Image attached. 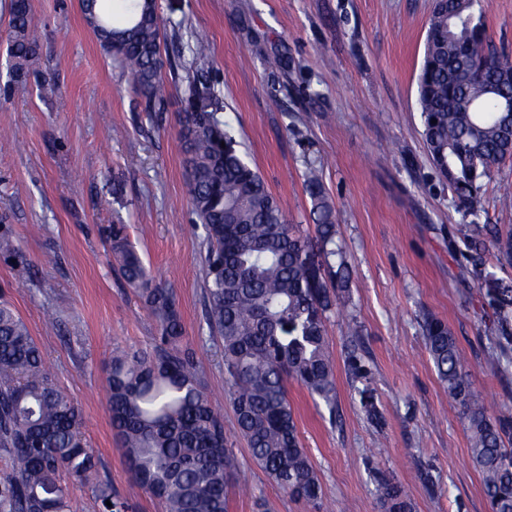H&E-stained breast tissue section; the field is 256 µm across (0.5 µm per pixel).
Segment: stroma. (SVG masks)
Segmentation results:
<instances>
[{
    "mask_svg": "<svg viewBox=\"0 0 512 512\" xmlns=\"http://www.w3.org/2000/svg\"><path fill=\"white\" fill-rule=\"evenodd\" d=\"M8 3L0 0V218L32 270L0 291L26 323L55 383L82 410L81 431L113 492L162 512L129 474L104 400L113 348H145L157 327L111 264L106 229L126 225L153 276L177 295L206 390L225 396L219 343L205 313L206 245L185 195L178 115L183 80L169 69L210 44L204 74L242 152L289 223L313 231L303 175L318 169L336 211L350 278L327 324L336 407L289 383L300 439L328 512H383L375 473L404 483L411 512H491L470 458L462 407L429 358L426 315L444 320L490 412L512 407V367L497 370L488 312L459 235L465 218L428 162L416 76L432 0H158L170 96L145 112L129 74L101 48L80 0H30L38 69L53 90L8 77ZM278 107H270V99ZM512 159L483 179L479 221L512 228ZM58 315L48 327L46 313ZM357 326L352 345L344 322ZM357 349L366 377L347 369ZM370 389L382 415L360 402ZM224 431L239 465L228 512H312L250 457L232 407Z\"/></svg>",
    "mask_w": 512,
    "mask_h": 512,
    "instance_id": "35a3bbf8",
    "label": "stroma"
}]
</instances>
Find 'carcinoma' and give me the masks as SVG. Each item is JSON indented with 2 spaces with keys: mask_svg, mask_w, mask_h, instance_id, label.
I'll use <instances>...</instances> for the list:
<instances>
[{
  "mask_svg": "<svg viewBox=\"0 0 512 512\" xmlns=\"http://www.w3.org/2000/svg\"><path fill=\"white\" fill-rule=\"evenodd\" d=\"M103 51L132 76L143 111L167 103L156 0H81ZM29 0L9 15L10 73L34 77L39 51L29 37ZM209 44L196 41L179 117L186 193L204 230L206 320L222 349L227 394L254 463L281 489L322 512L318 474L301 442L287 386L295 382L336 412L334 363L326 322L336 313L348 268L336 261V215L319 176L303 190L315 225L311 239L290 224L258 170L220 117L214 85L197 64ZM421 137L456 207L471 221L459 232L471 274L493 312L496 369L512 364V283L482 270L492 239L497 261L512 266V230L479 224L481 181L512 157V130L502 102L512 99V57L491 44L481 0H434L417 81ZM114 267L158 326L148 349H117L109 363L106 403L112 429L135 482L164 512H227V487L238 463L224 434V414L205 391L188 347L176 294L157 281L128 241L109 234ZM0 255L14 277L30 279L10 229L0 225ZM426 347L448 396L464 408L470 454L492 512H512V409L491 415L474 394L452 331L442 319L423 324ZM82 415L52 380L24 320L0 301V512H71L65 479L93 484L94 512H129L99 479V457L81 432ZM384 512H410L407 490L377 478Z\"/></svg>",
  "mask_w": 512,
  "mask_h": 512,
  "instance_id": "1",
  "label": "carcinoma"
}]
</instances>
